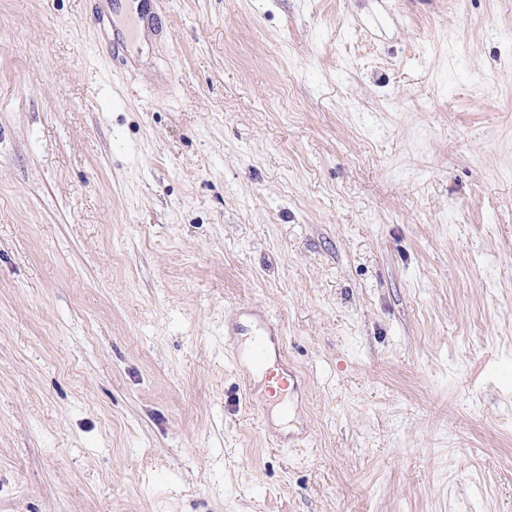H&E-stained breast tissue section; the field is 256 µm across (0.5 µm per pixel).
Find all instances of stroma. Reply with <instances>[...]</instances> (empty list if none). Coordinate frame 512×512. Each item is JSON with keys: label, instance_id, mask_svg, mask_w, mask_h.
<instances>
[{"label": "stroma", "instance_id": "35a3bbf8", "mask_svg": "<svg viewBox=\"0 0 512 512\" xmlns=\"http://www.w3.org/2000/svg\"><path fill=\"white\" fill-rule=\"evenodd\" d=\"M158 3L0 0V512H512V0ZM95 6L92 8V24L97 29L98 36L108 41V44L112 51V56L123 55L126 52L127 40L123 38L115 37L112 33V39L109 38L107 33V22L110 23L109 11L112 9V0H94ZM106 1L107 8L105 7ZM254 327L249 342L246 345L231 344L230 352L237 370L242 372L248 386L250 383L245 373H248L250 368L259 370L264 366L267 349L270 344L274 343V336H278L276 328L267 321L265 316H258ZM246 384L245 389H247Z\"/></svg>", "mask_w": 512, "mask_h": 512}]
</instances>
